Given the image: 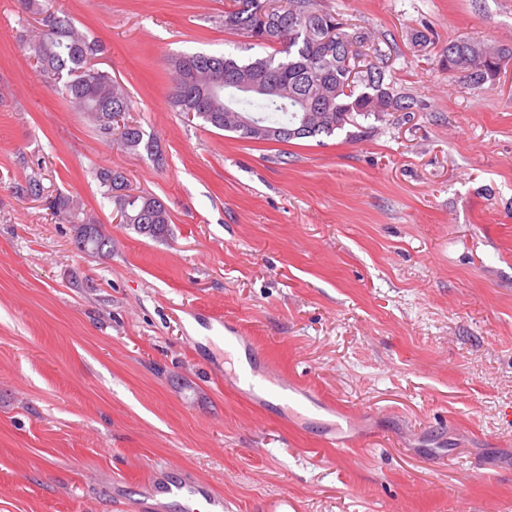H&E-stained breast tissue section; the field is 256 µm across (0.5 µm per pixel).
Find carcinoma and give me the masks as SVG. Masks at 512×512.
<instances>
[{
    "instance_id": "carcinoma-1",
    "label": "carcinoma",
    "mask_w": 512,
    "mask_h": 512,
    "mask_svg": "<svg viewBox=\"0 0 512 512\" xmlns=\"http://www.w3.org/2000/svg\"><path fill=\"white\" fill-rule=\"evenodd\" d=\"M25 8L42 14V27L23 42L39 72L57 84L68 105L79 112L103 137H117L127 147L163 160L160 142L146 135L141 126L124 121L132 101L126 87L91 64L103 52L102 44L78 30L67 16L45 4L24 0ZM224 31L243 39L244 49L282 46L283 58L271 53L248 61L235 56L184 54L171 63L172 104L202 124L255 141L288 142L293 139L330 137L357 118H379L388 112H412L417 101L385 82L384 54L362 51L367 36L350 32L336 13L319 0H237L236 8L224 12ZM512 60V48H495L475 40L448 44L442 67L463 73L470 84L481 86L498 76L504 63ZM250 78L270 82L278 93L271 100L245 99L242 111L253 112L267 128L298 127L309 116L308 127L291 136L266 135L258 130L234 128L227 119L231 109L224 92L211 89L226 79ZM364 85L355 93L354 80ZM102 195L113 203L120 223L155 241L170 236L171 214L158 197L134 193L125 172L103 168L98 172ZM59 219L75 225V244L89 256L112 253V237L86 215L80 200L59 194L48 200Z\"/></svg>"
}]
</instances>
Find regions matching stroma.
Listing matches in <instances>:
<instances>
[{"label": "stroma", "instance_id": "stroma-1", "mask_svg": "<svg viewBox=\"0 0 512 512\" xmlns=\"http://www.w3.org/2000/svg\"><path fill=\"white\" fill-rule=\"evenodd\" d=\"M320 3L420 109L242 140L169 103L171 57L236 53L234 0H56L159 164L70 109L22 47L38 16L0 0V512H136L169 478L224 512H512V63L480 87L439 64L457 40L512 48V0ZM103 167L167 204L170 237L118 222ZM35 172L43 197L16 194ZM60 192L111 254L76 249ZM239 328L254 369L355 413L354 447L326 444L334 414L239 381Z\"/></svg>", "mask_w": 512, "mask_h": 512}]
</instances>
